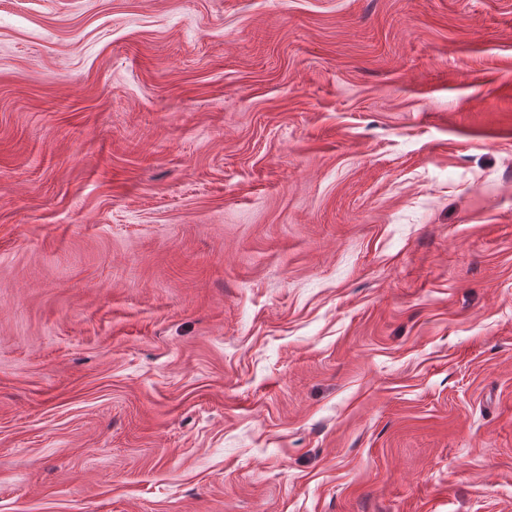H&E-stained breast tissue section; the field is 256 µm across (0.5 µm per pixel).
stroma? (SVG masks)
I'll use <instances>...</instances> for the list:
<instances>
[{
    "instance_id": "1",
    "label": "stroma",
    "mask_w": 512,
    "mask_h": 512,
    "mask_svg": "<svg viewBox=\"0 0 512 512\" xmlns=\"http://www.w3.org/2000/svg\"><path fill=\"white\" fill-rule=\"evenodd\" d=\"M0 512H512V0H0Z\"/></svg>"
}]
</instances>
